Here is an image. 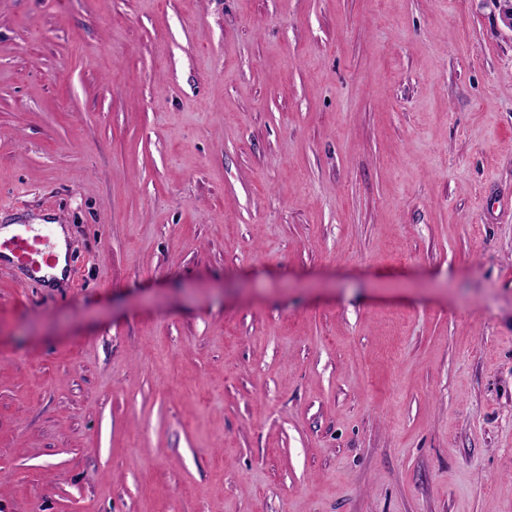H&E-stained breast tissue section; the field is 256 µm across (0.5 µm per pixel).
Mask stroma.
I'll return each mask as SVG.
<instances>
[{
	"label": "stroma",
	"instance_id": "35a3bbf8",
	"mask_svg": "<svg viewBox=\"0 0 512 512\" xmlns=\"http://www.w3.org/2000/svg\"><path fill=\"white\" fill-rule=\"evenodd\" d=\"M0 512H512L496 0H0ZM24 232L15 236L18 229L14 224H9L0 229V237L11 239L0 243V264H15L27 272L39 273L43 267H51L53 256L49 251V233L47 230L42 233L30 235L29 225Z\"/></svg>",
	"mask_w": 512,
	"mask_h": 512
}]
</instances>
